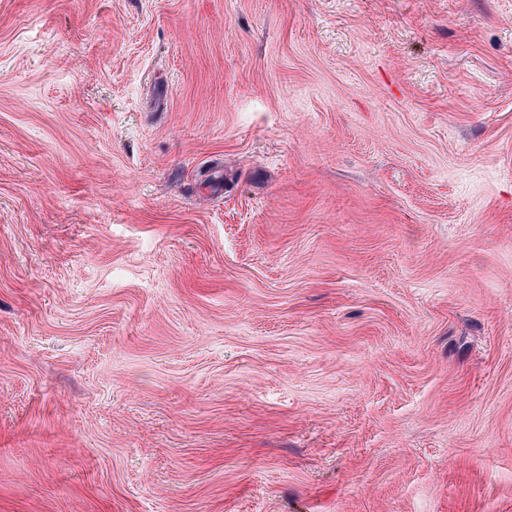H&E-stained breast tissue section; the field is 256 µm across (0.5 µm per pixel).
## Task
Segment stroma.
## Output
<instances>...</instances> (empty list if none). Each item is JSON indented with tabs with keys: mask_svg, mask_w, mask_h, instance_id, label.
I'll return each instance as SVG.
<instances>
[{
	"mask_svg": "<svg viewBox=\"0 0 512 512\" xmlns=\"http://www.w3.org/2000/svg\"><path fill=\"white\" fill-rule=\"evenodd\" d=\"M0 512H512V0H0Z\"/></svg>",
	"mask_w": 512,
	"mask_h": 512,
	"instance_id": "35a3bbf8",
	"label": "stroma"
}]
</instances>
